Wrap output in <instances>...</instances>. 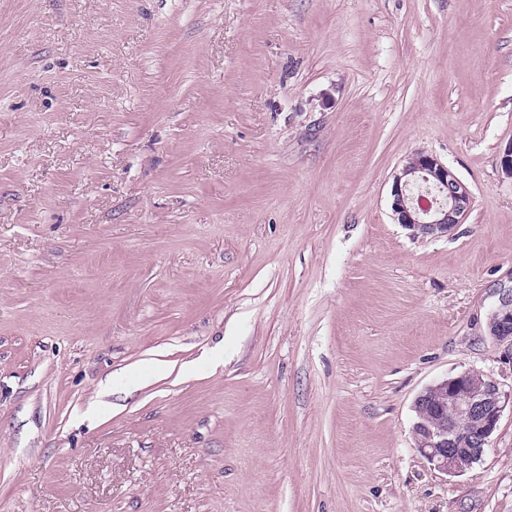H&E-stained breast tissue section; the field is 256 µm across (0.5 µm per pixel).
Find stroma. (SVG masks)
Returning a JSON list of instances; mask_svg holds the SVG:
<instances>
[{
    "label": "stroma",
    "mask_w": 512,
    "mask_h": 512,
    "mask_svg": "<svg viewBox=\"0 0 512 512\" xmlns=\"http://www.w3.org/2000/svg\"><path fill=\"white\" fill-rule=\"evenodd\" d=\"M511 141L512 0H0V512H512L511 407L456 477L412 434L512 391ZM432 199L423 195L422 189ZM472 197L462 180L437 157L424 151L410 155L393 176L391 210L398 224L415 237L448 236L470 209ZM487 328L490 336L512 343V293L511 296L502 298L501 305L491 315ZM506 400L498 381L486 373L467 370L425 388L415 399V447L438 471L456 476L478 462L497 429ZM470 422L462 432L448 410ZM432 415H430L429 414Z\"/></svg>",
    "instance_id": "obj_1"
}]
</instances>
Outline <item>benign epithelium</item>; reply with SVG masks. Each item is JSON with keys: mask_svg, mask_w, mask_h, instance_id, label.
<instances>
[{"mask_svg": "<svg viewBox=\"0 0 512 512\" xmlns=\"http://www.w3.org/2000/svg\"><path fill=\"white\" fill-rule=\"evenodd\" d=\"M471 202L468 187L430 153H413L393 176V216L415 237L447 235ZM487 328L495 339L512 342V295L502 299ZM509 400L512 394L504 393L495 378L480 371L467 370L439 381L415 399V447L438 471L459 475L481 459ZM450 409L470 422L469 431L458 429Z\"/></svg>", "mask_w": 512, "mask_h": 512, "instance_id": "obj_1", "label": "benign epithelium"}]
</instances>
